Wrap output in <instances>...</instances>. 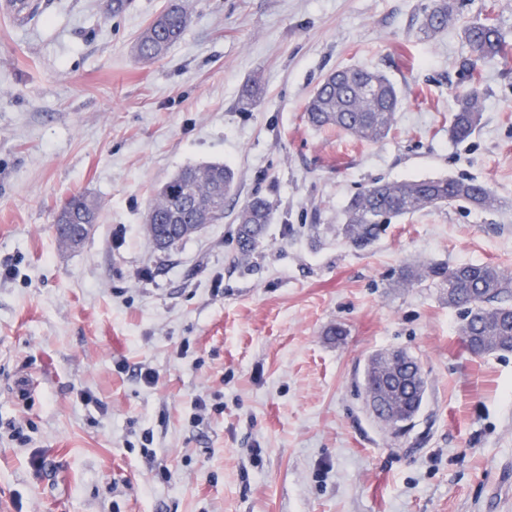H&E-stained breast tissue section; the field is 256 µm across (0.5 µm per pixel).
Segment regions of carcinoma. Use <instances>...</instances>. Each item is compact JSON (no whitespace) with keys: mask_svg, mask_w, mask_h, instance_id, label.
Listing matches in <instances>:
<instances>
[{"mask_svg":"<svg viewBox=\"0 0 512 512\" xmlns=\"http://www.w3.org/2000/svg\"><path fill=\"white\" fill-rule=\"evenodd\" d=\"M452 0H429L419 17L420 31L436 34L448 27ZM189 24L186 0H169L139 35L133 53L141 60H156L179 41ZM470 56L462 61L470 86L459 99V108L448 129L451 138H468L479 123V66L486 60L506 58V37L487 18L464 29ZM401 99L384 75L365 69H339L329 73L308 99L305 112L313 127L334 126L359 141L378 142L392 131ZM235 172L224 164L186 167L167 182L150 203L158 224H189L194 209L224 218V198L234 185ZM461 204L474 210H491L501 201L485 184L467 178H428L400 182L376 181L357 193L345 209V221L336 234L355 251L370 248L391 220L425 208ZM273 217L269 200L259 193L247 198L235 215L238 254L249 257L263 238ZM95 199L72 197L58 212L57 224H94ZM426 277L444 293L448 305L465 309L470 317L461 335L474 355L512 351V273L492 263H467L455 267L430 266Z\"/></svg>","mask_w":512,"mask_h":512,"instance_id":"cac0c4a2","label":"carcinoma"}]
</instances>
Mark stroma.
Segmentation results:
<instances>
[{"instance_id": "obj_1", "label": "stroma", "mask_w": 512, "mask_h": 512, "mask_svg": "<svg viewBox=\"0 0 512 512\" xmlns=\"http://www.w3.org/2000/svg\"><path fill=\"white\" fill-rule=\"evenodd\" d=\"M39 2L24 23L0 14V512H512V352L470 354L440 288L396 284L431 264L512 272V66L481 64L480 124L448 134L463 30L491 17L512 43V0H454L434 36L428 0H189L151 62L132 46L168 0L114 19L105 0ZM340 68L395 86L386 139L306 123ZM215 162L237 174L223 220L155 249L158 188ZM436 177L502 205L393 219L363 252L337 239L373 181ZM257 191L274 220L243 260L234 215ZM78 193L99 220L70 248L55 218ZM392 348L427 379L397 435L363 390ZM452 2L451 0H430L418 19L420 31L433 35L446 29L454 12Z\"/></svg>"}]
</instances>
